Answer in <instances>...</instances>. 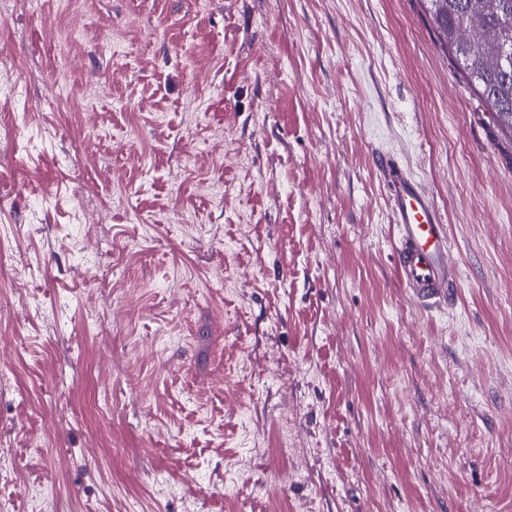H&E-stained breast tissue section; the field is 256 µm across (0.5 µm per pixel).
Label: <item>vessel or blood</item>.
I'll return each mask as SVG.
<instances>
[{
	"label": "vessel or blood",
	"instance_id": "1",
	"mask_svg": "<svg viewBox=\"0 0 512 512\" xmlns=\"http://www.w3.org/2000/svg\"><path fill=\"white\" fill-rule=\"evenodd\" d=\"M374 166L389 190L390 218L397 233L394 274L399 285L422 308L451 303L459 268L433 193L389 154L377 153Z\"/></svg>",
	"mask_w": 512,
	"mask_h": 512
}]
</instances>
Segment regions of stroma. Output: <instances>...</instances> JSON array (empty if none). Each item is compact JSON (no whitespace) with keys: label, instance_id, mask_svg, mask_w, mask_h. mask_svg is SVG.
Instances as JSON below:
<instances>
[{"label":"stroma","instance_id":"1","mask_svg":"<svg viewBox=\"0 0 512 512\" xmlns=\"http://www.w3.org/2000/svg\"><path fill=\"white\" fill-rule=\"evenodd\" d=\"M1 80L0 512H512V136L421 0H0ZM373 161L389 190L391 224L397 233L393 270L399 285L424 309L451 303L459 268L433 193L397 158L380 152Z\"/></svg>","mask_w":512,"mask_h":512}]
</instances>
